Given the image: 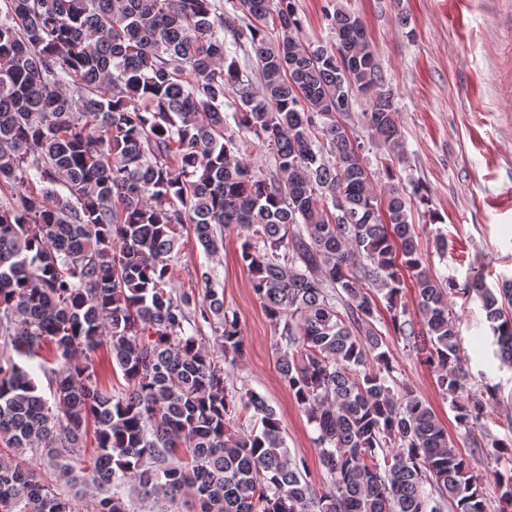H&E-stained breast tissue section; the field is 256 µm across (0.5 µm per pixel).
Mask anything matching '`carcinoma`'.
Listing matches in <instances>:
<instances>
[{"mask_svg":"<svg viewBox=\"0 0 512 512\" xmlns=\"http://www.w3.org/2000/svg\"><path fill=\"white\" fill-rule=\"evenodd\" d=\"M324 19L330 45L296 36V0H0V512H75L28 451L94 489L95 512H130L131 483L144 499H190L188 512H487L469 460L399 390L385 350L391 330L459 426L484 419L489 399L464 396L455 284L424 265L406 193L390 183L378 197L338 120L336 104L361 93L371 136L398 155L393 95L361 18L327 7ZM247 49L258 86L238 60ZM245 141L271 150L274 170L244 162ZM185 224L211 258L222 229L249 231L241 260L281 326L277 368L316 425L326 490L288 456L266 398L226 390L243 339L215 268L197 270L202 302L174 293ZM405 271L419 324L399 309ZM466 292L512 366V284L495 292L476 278ZM193 306L219 325L222 359L186 333ZM102 346L121 392L75 358ZM242 410L260 432L234 430ZM494 481L511 505L512 469Z\"/></svg>","mask_w":512,"mask_h":512,"instance_id":"obj_1","label":"carcinoma"}]
</instances>
